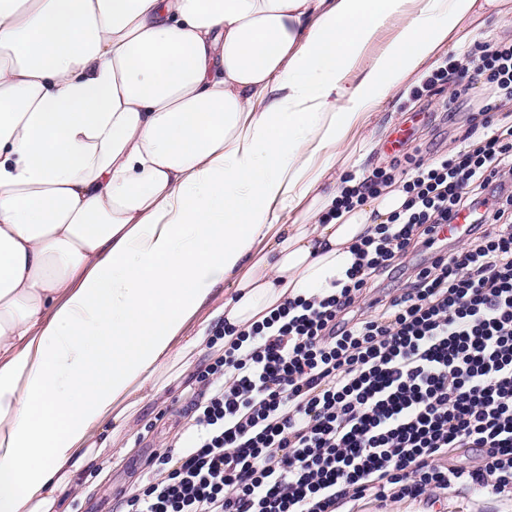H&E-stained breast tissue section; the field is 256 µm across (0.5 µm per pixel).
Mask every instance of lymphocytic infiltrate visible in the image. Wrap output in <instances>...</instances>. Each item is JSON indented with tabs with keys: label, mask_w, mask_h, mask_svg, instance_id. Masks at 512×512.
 Returning a JSON list of instances; mask_svg holds the SVG:
<instances>
[{
	"label": "lymphocytic infiltrate",
	"mask_w": 512,
	"mask_h": 512,
	"mask_svg": "<svg viewBox=\"0 0 512 512\" xmlns=\"http://www.w3.org/2000/svg\"><path fill=\"white\" fill-rule=\"evenodd\" d=\"M473 74L512 101V43L445 58L413 95ZM492 109L470 116L478 143L411 160L402 210L357 245L348 285L286 300L240 332L191 400V443L156 456L119 512H339L368 494L461 485L512 497V127L494 125ZM461 211L477 222L460 245L419 266L380 313H353ZM464 447L479 451L476 466L446 463Z\"/></svg>",
	"instance_id": "f902f5d3"
}]
</instances>
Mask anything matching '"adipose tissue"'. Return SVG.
Masks as SVG:
<instances>
[{
	"label": "adipose tissue",
	"instance_id": "ef3b65f1",
	"mask_svg": "<svg viewBox=\"0 0 512 512\" xmlns=\"http://www.w3.org/2000/svg\"><path fill=\"white\" fill-rule=\"evenodd\" d=\"M478 16L512 0H0V512H53L220 325L348 284L406 201L329 218L349 137ZM396 34V29L392 24H386L378 31L375 39L367 46L362 55L356 62L355 68L350 74V78H356L360 72L370 65L384 47L393 39Z\"/></svg>",
	"mask_w": 512,
	"mask_h": 512
}]
</instances>
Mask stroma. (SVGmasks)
Returning a JSON list of instances; mask_svg holds the SVG:
<instances>
[{"label":"stroma","instance_id":"stroma-1","mask_svg":"<svg viewBox=\"0 0 512 512\" xmlns=\"http://www.w3.org/2000/svg\"><path fill=\"white\" fill-rule=\"evenodd\" d=\"M489 87L474 80L469 100L458 102L448 112L444 104L453 92L452 85L439 86L432 96L413 99L411 89H403L376 100L371 108L369 124L350 141L347 152L351 163L362 171L382 168L394 173L407 168L410 158H429L449 154L462 145L461 137L469 126V116L478 110ZM421 113L414 123L412 135L399 152L386 148L394 128L411 113ZM432 253L418 246L416 252L399 259L396 268L384 274L375 288L358 299L356 306L369 310L374 299L395 294L413 278L418 264ZM190 381L178 380L159 391L147 404L131 414L126 427L110 436L102 456L107 460V473L90 480L77 491L60 496L61 512H115L121 491H132L145 483V462L166 449L184 443L188 437L184 415L190 395ZM355 512H512L508 498H478L464 489L445 494L436 493L423 501L407 499L376 500L365 496L357 501Z\"/></svg>","mask_w":512,"mask_h":512}]
</instances>
